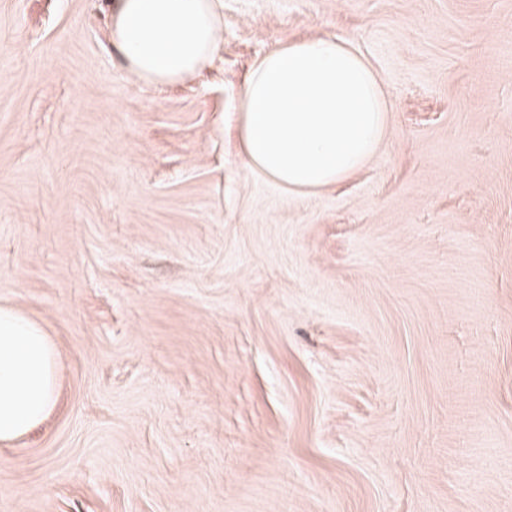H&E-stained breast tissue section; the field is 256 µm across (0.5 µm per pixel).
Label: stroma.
Masks as SVG:
<instances>
[{"mask_svg": "<svg viewBox=\"0 0 512 512\" xmlns=\"http://www.w3.org/2000/svg\"><path fill=\"white\" fill-rule=\"evenodd\" d=\"M108 0H0V304L60 354L0 512H512V0H222L155 86ZM349 41L390 142L294 194L238 155L269 51Z\"/></svg>", "mask_w": 512, "mask_h": 512, "instance_id": "1", "label": "stroma"}]
</instances>
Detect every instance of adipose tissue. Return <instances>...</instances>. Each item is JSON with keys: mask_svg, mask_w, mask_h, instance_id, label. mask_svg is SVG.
Here are the masks:
<instances>
[{"mask_svg": "<svg viewBox=\"0 0 512 512\" xmlns=\"http://www.w3.org/2000/svg\"><path fill=\"white\" fill-rule=\"evenodd\" d=\"M111 38L138 80L173 85L210 66L223 41L219 0H112ZM383 80L349 42L314 37L265 54L237 115L244 164L287 190L313 192L360 171L388 145ZM56 343L0 305V443L28 434L58 399Z\"/></svg>", "mask_w": 512, "mask_h": 512, "instance_id": "obj_1", "label": "adipose tissue"}]
</instances>
